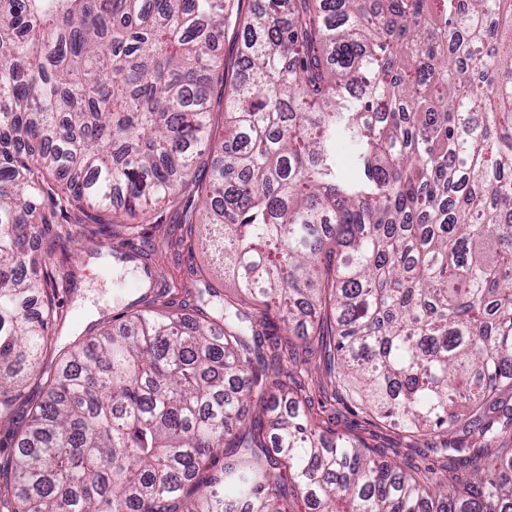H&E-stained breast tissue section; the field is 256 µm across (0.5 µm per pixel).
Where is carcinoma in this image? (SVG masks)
Listing matches in <instances>:
<instances>
[{
	"label": "carcinoma",
	"mask_w": 512,
	"mask_h": 512,
	"mask_svg": "<svg viewBox=\"0 0 512 512\" xmlns=\"http://www.w3.org/2000/svg\"><path fill=\"white\" fill-rule=\"evenodd\" d=\"M162 207L239 295L163 285L39 370L38 225ZM326 336L440 465L314 417L296 346ZM17 405L0 512H512V0H0V425Z\"/></svg>",
	"instance_id": "carcinoma-1"
}]
</instances>
